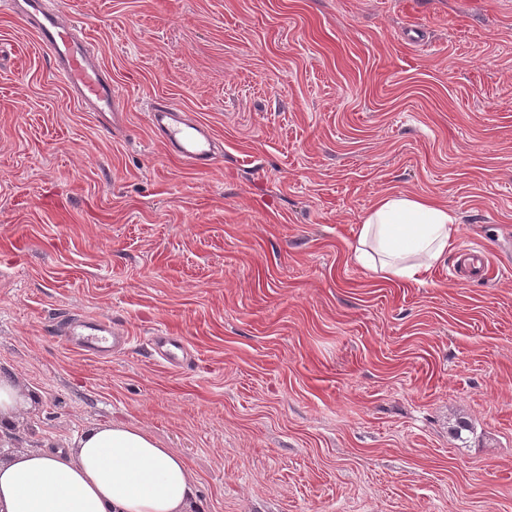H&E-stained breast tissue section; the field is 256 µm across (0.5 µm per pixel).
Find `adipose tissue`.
<instances>
[{
    "label": "adipose tissue",
    "mask_w": 512,
    "mask_h": 512,
    "mask_svg": "<svg viewBox=\"0 0 512 512\" xmlns=\"http://www.w3.org/2000/svg\"><path fill=\"white\" fill-rule=\"evenodd\" d=\"M458 232L447 205L389 194L362 215L350 257L383 278L415 282ZM195 494L185 459L126 424L99 425L70 452L0 460V512H190Z\"/></svg>",
    "instance_id": "ef3b65f1"
}]
</instances>
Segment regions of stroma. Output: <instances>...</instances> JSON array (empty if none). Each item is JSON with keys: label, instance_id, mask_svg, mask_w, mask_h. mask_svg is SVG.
<instances>
[{"label": "stroma", "instance_id": "1", "mask_svg": "<svg viewBox=\"0 0 512 512\" xmlns=\"http://www.w3.org/2000/svg\"><path fill=\"white\" fill-rule=\"evenodd\" d=\"M63 2L119 105L0 9V448L121 422L186 460L195 512H512V0ZM157 100L223 158L171 156ZM393 193L458 220L421 283L349 256ZM474 247L493 276L457 275ZM77 314L130 343L72 349ZM19 404V395L13 379L0 372V416H7Z\"/></svg>", "mask_w": 512, "mask_h": 512}]
</instances>
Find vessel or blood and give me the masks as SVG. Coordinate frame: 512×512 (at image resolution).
<instances>
[{"label": "vessel or blood", "mask_w": 512, "mask_h": 512, "mask_svg": "<svg viewBox=\"0 0 512 512\" xmlns=\"http://www.w3.org/2000/svg\"><path fill=\"white\" fill-rule=\"evenodd\" d=\"M25 17L41 44L49 51L58 76L84 108L103 115L116 110L118 95L111 77L98 64L87 37L78 35L74 21L61 9L48 7V0H0ZM151 129L169 151L194 167L210 169L217 155L213 133L186 111L159 101L149 113ZM69 342L82 352L105 353L107 346L126 344L127 336L111 321L97 318L92 323L68 316L63 319Z\"/></svg>", "instance_id": "vessel-or-blood-1"}]
</instances>
